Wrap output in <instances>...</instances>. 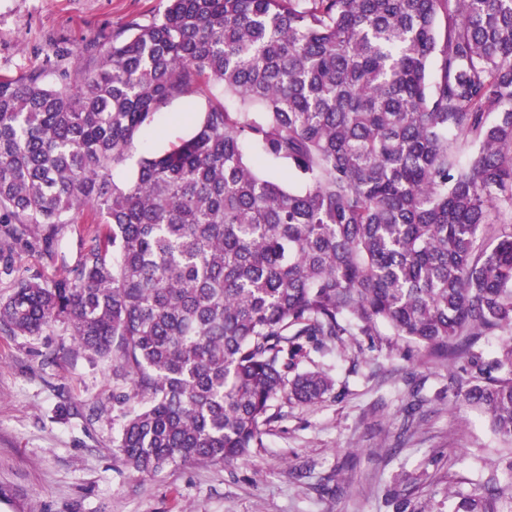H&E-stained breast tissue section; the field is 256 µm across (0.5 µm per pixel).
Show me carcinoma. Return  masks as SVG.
<instances>
[{"label":"carcinoma","instance_id":"carcinoma-1","mask_svg":"<svg viewBox=\"0 0 512 512\" xmlns=\"http://www.w3.org/2000/svg\"><path fill=\"white\" fill-rule=\"evenodd\" d=\"M91 53L60 84L0 78V256L76 209L103 226L64 276L16 277L0 327L66 323L112 359L127 469L235 465L275 404L334 392L307 349L379 325L465 360L455 403L512 445V0H167ZM202 92L189 138L135 156ZM454 497L512 512V462ZM206 108V96L195 94L186 99H177L156 113L151 127L142 135L138 152L145 155H160L173 144L187 138L193 130L199 114ZM189 112L190 114H184ZM184 115L181 121L176 116Z\"/></svg>","mask_w":512,"mask_h":512}]
</instances>
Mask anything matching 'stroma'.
Here are the masks:
<instances>
[{
	"instance_id": "35a3bbf8",
	"label": "stroma",
	"mask_w": 512,
	"mask_h": 512,
	"mask_svg": "<svg viewBox=\"0 0 512 512\" xmlns=\"http://www.w3.org/2000/svg\"><path fill=\"white\" fill-rule=\"evenodd\" d=\"M166 0H0V77L73 73L90 44L127 22L147 24ZM206 97L156 113L138 143L160 155L187 138ZM72 212L58 242L30 232L12 262L51 281L95 233ZM336 382L309 407L282 406L264 447L233 467L172 466L132 474L114 454L121 423L112 362L78 351L65 324L39 336L0 330V512H448L449 491L504 477L503 444L476 412L448 403L459 363L425 359L385 327L311 353Z\"/></svg>"
}]
</instances>
